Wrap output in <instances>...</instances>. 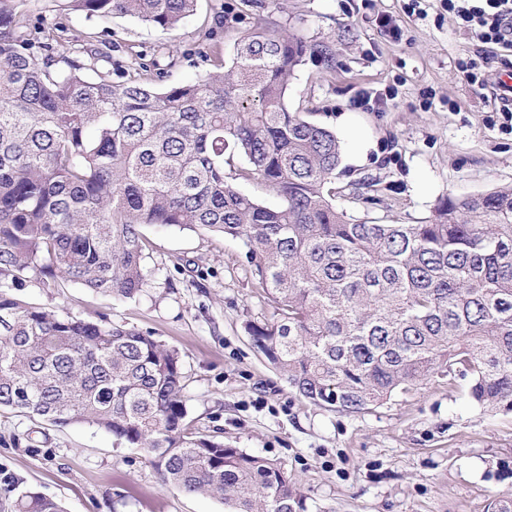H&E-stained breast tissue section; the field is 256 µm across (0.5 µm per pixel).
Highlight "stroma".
<instances>
[{
  "label": "stroma",
  "instance_id": "stroma-1",
  "mask_svg": "<svg viewBox=\"0 0 512 512\" xmlns=\"http://www.w3.org/2000/svg\"><path fill=\"white\" fill-rule=\"evenodd\" d=\"M198 0L194 14L165 31L121 16L86 18L55 0H27L29 34L58 28L73 49L101 57L89 78L194 81L228 70L235 45L256 24L294 30L313 50L288 86L292 112L335 131L342 144L337 186L376 182L360 201L337 198L358 219L415 224L437 201L512 186V133L503 130L493 87L458 73L476 50L441 0ZM396 17L401 40L384 36ZM387 95L365 105L366 95ZM368 150L356 156L357 140ZM148 287L119 301L71 282H27L23 293L51 309L151 332L178 350L186 406L196 430L281 462L306 497L307 512H486L512 501V412L476 404L466 382H429L365 414L313 405L254 348L243 325L272 310L257 288L240 240L199 229L144 230ZM33 423L0 410V469L65 512H224L216 498L164 485L144 453L75 423Z\"/></svg>",
  "mask_w": 512,
  "mask_h": 512
}]
</instances>
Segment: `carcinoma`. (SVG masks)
<instances>
[{
  "instance_id": "obj_1",
  "label": "carcinoma",
  "mask_w": 512,
  "mask_h": 512,
  "mask_svg": "<svg viewBox=\"0 0 512 512\" xmlns=\"http://www.w3.org/2000/svg\"><path fill=\"white\" fill-rule=\"evenodd\" d=\"M25 2L0 0V409L94 425L224 512H305L282 464L191 428L176 350L16 295L62 279L134 299L143 230L160 225L244 243L273 309L244 330L305 400L362 414L440 376L512 411V187L446 196L417 224L355 219L336 207L340 141L288 111L298 34L258 26L229 72L156 89L86 77L52 29L36 55ZM64 2L171 30L198 0ZM251 177L279 205L233 184ZM3 493L15 512H63L7 476Z\"/></svg>"
}]
</instances>
